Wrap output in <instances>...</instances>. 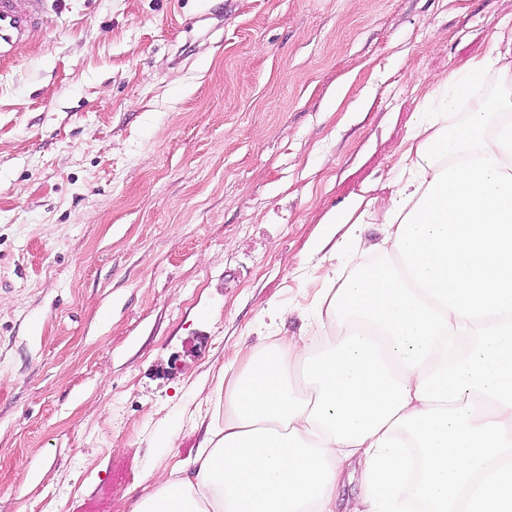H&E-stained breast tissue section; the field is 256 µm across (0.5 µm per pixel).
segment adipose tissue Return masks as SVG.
I'll use <instances>...</instances> for the list:
<instances>
[{"instance_id":"adipose-tissue-1","label":"adipose tissue","mask_w":512,"mask_h":512,"mask_svg":"<svg viewBox=\"0 0 512 512\" xmlns=\"http://www.w3.org/2000/svg\"><path fill=\"white\" fill-rule=\"evenodd\" d=\"M381 224L398 264L355 239L319 301L331 336L265 339L224 367V424L188 474L133 512H512V29L424 98ZM363 491L362 474L359 469H348L338 489L337 511H351Z\"/></svg>"}]
</instances>
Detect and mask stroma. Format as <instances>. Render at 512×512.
Here are the masks:
<instances>
[{
	"instance_id": "1",
	"label": "stroma",
	"mask_w": 512,
	"mask_h": 512,
	"mask_svg": "<svg viewBox=\"0 0 512 512\" xmlns=\"http://www.w3.org/2000/svg\"><path fill=\"white\" fill-rule=\"evenodd\" d=\"M0 61V512H132L311 336L435 80L512 0H45ZM177 430L175 445L160 438Z\"/></svg>"
}]
</instances>
